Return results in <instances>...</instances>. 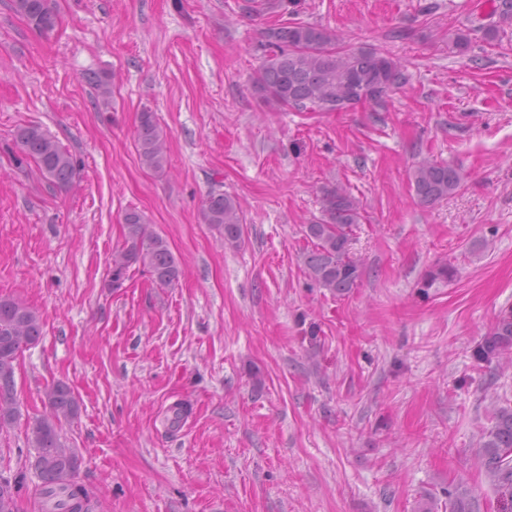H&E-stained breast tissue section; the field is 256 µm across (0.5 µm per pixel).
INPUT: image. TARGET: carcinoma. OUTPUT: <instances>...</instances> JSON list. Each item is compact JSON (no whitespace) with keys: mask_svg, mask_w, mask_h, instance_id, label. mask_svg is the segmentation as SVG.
<instances>
[{"mask_svg":"<svg viewBox=\"0 0 512 512\" xmlns=\"http://www.w3.org/2000/svg\"><path fill=\"white\" fill-rule=\"evenodd\" d=\"M15 11L41 35L58 23L53 0H13ZM491 21L481 26L495 38L512 28V0H499L489 13ZM336 32L292 19L268 28L260 47L264 60L254 84L273 108L296 112H349L359 105L383 108L391 93L406 82L404 66L374 50L342 49ZM166 137L152 112H142L136 133V150L142 165L162 171L168 164ZM18 165L34 162L43 178L66 188L76 174L72 155L38 125L20 127L14 134ZM465 179L462 169L444 161L424 158L413 168L411 184L418 201L432 205L455 194ZM321 217L306 225L312 249L306 257V275L331 294L344 296L357 287L363 275L362 259L352 250L355 231L364 215L360 202L342 185L324 187L320 197ZM201 223L224 237V244L237 247L244 234V216L237 198L217 187L209 191L200 210ZM124 240L113 256L111 286L118 289L134 266L150 273L161 286L178 282L180 269L163 237L148 232L137 210L125 213ZM454 276L443 263L428 270L422 287ZM38 313L23 303L0 296V426L12 423L18 410L14 399L15 367L27 345L42 335ZM478 362L487 366L512 363V309L502 311L496 323L475 350ZM49 414L29 427L28 441L35 448L32 463L41 480L44 512H91L87 490L74 481L80 462L61 441V420L77 416L79 403L64 382L45 391ZM480 471L487 479L497 509L512 512V403L493 406L489 423L481 431L478 450ZM19 484L0 475V512H19ZM448 512H483L479 495L466 482L448 486Z\"/></svg>","mask_w":512,"mask_h":512,"instance_id":"obj_1","label":"carcinoma"}]
</instances>
